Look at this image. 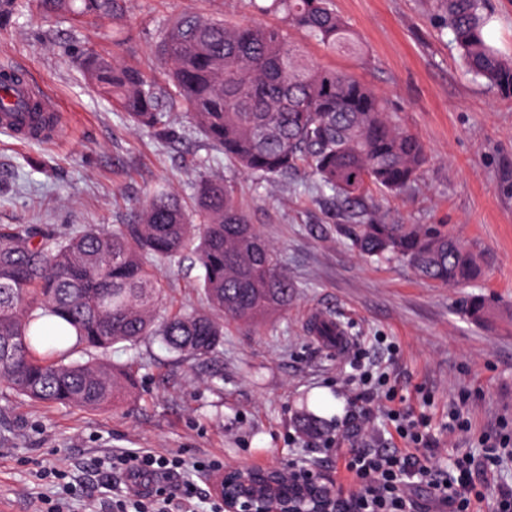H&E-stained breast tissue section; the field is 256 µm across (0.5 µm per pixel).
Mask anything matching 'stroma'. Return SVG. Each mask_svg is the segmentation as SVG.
<instances>
[{
	"mask_svg": "<svg viewBox=\"0 0 512 512\" xmlns=\"http://www.w3.org/2000/svg\"><path fill=\"white\" fill-rule=\"evenodd\" d=\"M334 7L360 53L329 52L297 31L292 39L308 58L382 94L423 141L430 161L416 192L382 205L400 222L445 224L478 241L487 274L474 291L499 318L475 324L459 306L463 289L432 286L401 264L367 263L337 242L338 212L316 196L307 170L261 185L216 163L295 284L288 309L254 324L225 323L216 358L180 357L156 341L114 345L103 359L133 368L134 386L107 409L48 407L0 386V512H42L61 495L68 512H112L106 486L126 481L106 460L126 449L226 468L304 463L332 476L342 451L404 447L383 416L391 391L429 417L437 443L425 454L441 467L455 449L479 450L501 420L512 422V97L465 71L439 28L436 0H334ZM186 11L230 23L255 16L248 0H123L116 21L44 20L27 11L0 28V69L43 85L63 125L51 142L0 130V224L61 233L125 224L158 182L191 200L215 153L189 129L181 106L171 109L184 131L179 141L138 130L86 83L74 56L90 47L166 85L158 36ZM160 276L179 304L201 305L186 264L161 266ZM316 311L345 326L351 349L312 336L308 317ZM364 371L386 378L366 401ZM453 407L470 419L469 433L445 430ZM310 416L317 432L307 428ZM328 439L335 447H325ZM52 467L72 470L77 483L68 493L45 478Z\"/></svg>",
	"mask_w": 512,
	"mask_h": 512,
	"instance_id": "1",
	"label": "stroma"
}]
</instances>
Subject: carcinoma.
Masks as SVG:
<instances>
[{
  "label": "carcinoma",
  "instance_id": "cac0c4a2",
  "mask_svg": "<svg viewBox=\"0 0 512 512\" xmlns=\"http://www.w3.org/2000/svg\"><path fill=\"white\" fill-rule=\"evenodd\" d=\"M44 16H112L121 0H37ZM468 74L512 97V58L484 29V0H440ZM262 13L281 24H228L185 12L156 49L169 68L161 88L137 68L92 50L79 52L86 80L134 126L178 137L168 109L180 103L192 127L233 166L265 179L303 167L318 196L336 203V238L373 263H401L422 281L471 287L482 277L480 249L446 224H401L379 197L415 189L429 155L390 114L385 99L349 72L305 57L288 31L328 50L357 43L330 0H269ZM189 261L205 304L167 306L156 263ZM295 285L277 251L241 208L233 188L202 174L187 211L164 185L153 187L128 224H89L71 234L0 224V383L47 406L113 405L131 375L94 359L69 362L77 348L157 340L179 356L215 358L224 321L253 322L288 306ZM463 306L481 322L482 300ZM76 341L43 347L44 335Z\"/></svg>",
  "mask_w": 512,
  "mask_h": 512
}]
</instances>
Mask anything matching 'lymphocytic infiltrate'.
<instances>
[{
	"instance_id": "f902f5d3",
	"label": "lymphocytic infiltrate",
	"mask_w": 512,
	"mask_h": 512,
	"mask_svg": "<svg viewBox=\"0 0 512 512\" xmlns=\"http://www.w3.org/2000/svg\"><path fill=\"white\" fill-rule=\"evenodd\" d=\"M387 416L395 424L400 437L409 440L408 450L376 448L354 449L343 455L341 478L354 480L358 487L347 499V512H408L409 492L416 486H427L435 507L441 512H478L482 503H490L492 512H512V487L499 488L490 494L485 482L488 471L512 461V440L488 439L482 454L462 451L453 456L445 477H438L423 448L432 441L429 424L414 418L401 408H391ZM114 468L128 474L155 479L159 472L173 474L192 467L204 469L201 461L186 464L179 456L165 457L150 450L131 451L112 459ZM114 512H199L196 489L183 482L178 493L164 488L153 489L148 496L138 494L117 497Z\"/></svg>"
}]
</instances>
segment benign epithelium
Returning a JSON list of instances; mask_svg holds the SVG:
<instances>
[{
  "label": "benign epithelium",
  "instance_id": "benign-epithelium-1",
  "mask_svg": "<svg viewBox=\"0 0 512 512\" xmlns=\"http://www.w3.org/2000/svg\"><path fill=\"white\" fill-rule=\"evenodd\" d=\"M307 491L288 494V471L229 468L218 492L224 512H338L339 498L320 475L303 476Z\"/></svg>",
  "mask_w": 512,
  "mask_h": 512
}]
</instances>
